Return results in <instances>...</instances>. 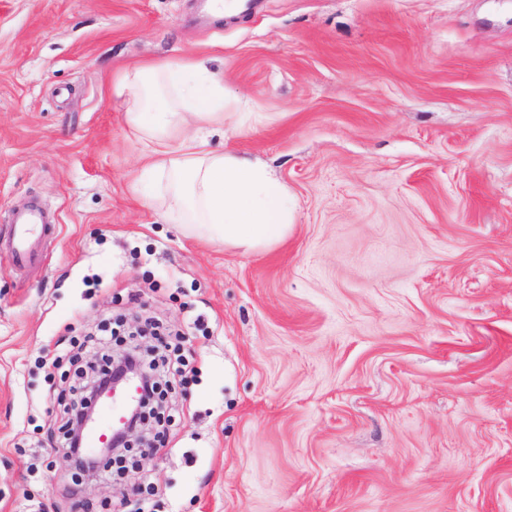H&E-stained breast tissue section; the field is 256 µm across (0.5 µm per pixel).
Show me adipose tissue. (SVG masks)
<instances>
[{
	"label": "adipose tissue",
	"mask_w": 512,
	"mask_h": 512,
	"mask_svg": "<svg viewBox=\"0 0 512 512\" xmlns=\"http://www.w3.org/2000/svg\"><path fill=\"white\" fill-rule=\"evenodd\" d=\"M223 81L187 58L126 69L113 88L147 147L142 176L162 192L168 220L247 251L267 248L287 235L293 199L264 166L213 147L209 131L224 124Z\"/></svg>",
	"instance_id": "1"
}]
</instances>
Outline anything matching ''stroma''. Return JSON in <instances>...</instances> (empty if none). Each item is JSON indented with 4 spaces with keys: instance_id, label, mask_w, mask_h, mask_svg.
I'll use <instances>...</instances> for the list:
<instances>
[{
    "instance_id": "stroma-1",
    "label": "stroma",
    "mask_w": 512,
    "mask_h": 512,
    "mask_svg": "<svg viewBox=\"0 0 512 512\" xmlns=\"http://www.w3.org/2000/svg\"><path fill=\"white\" fill-rule=\"evenodd\" d=\"M197 4L0 0V512H512V0ZM189 55L224 74L213 143L294 198L271 248L134 188L112 80ZM32 199L57 228L19 267ZM104 320L191 372L77 486L40 361Z\"/></svg>"
}]
</instances>
